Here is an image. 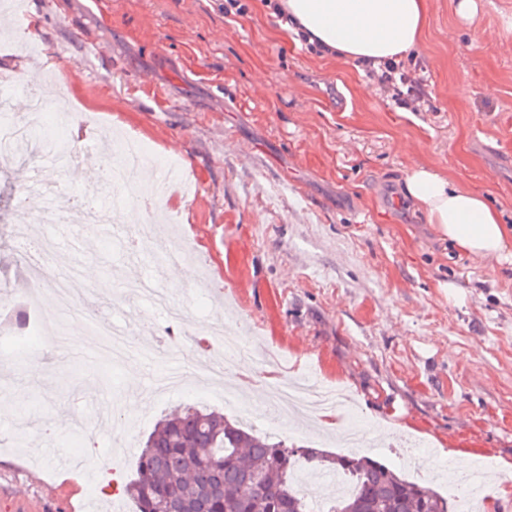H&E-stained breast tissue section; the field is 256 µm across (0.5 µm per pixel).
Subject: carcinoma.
I'll use <instances>...</instances> for the list:
<instances>
[{
    "instance_id": "1",
    "label": "carcinoma",
    "mask_w": 512,
    "mask_h": 512,
    "mask_svg": "<svg viewBox=\"0 0 512 512\" xmlns=\"http://www.w3.org/2000/svg\"><path fill=\"white\" fill-rule=\"evenodd\" d=\"M299 460L350 479L347 495L328 499L330 512H448L434 488L372 457L289 448L218 411L190 408L156 423L123 494L137 512H160L165 491L190 512H312L292 478Z\"/></svg>"
}]
</instances>
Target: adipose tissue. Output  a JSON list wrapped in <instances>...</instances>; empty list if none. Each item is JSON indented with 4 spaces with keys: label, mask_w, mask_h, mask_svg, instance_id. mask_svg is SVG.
<instances>
[{
    "label": "adipose tissue",
    "mask_w": 512,
    "mask_h": 512,
    "mask_svg": "<svg viewBox=\"0 0 512 512\" xmlns=\"http://www.w3.org/2000/svg\"><path fill=\"white\" fill-rule=\"evenodd\" d=\"M294 32L330 48L348 62L399 58L425 39L428 0H280ZM404 193L428 223L462 255L512 259V226L479 191L417 164L404 178Z\"/></svg>",
    "instance_id": "obj_1"
}]
</instances>
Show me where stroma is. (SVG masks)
<instances>
[{
  "instance_id": "obj_1",
  "label": "stroma",
  "mask_w": 512,
  "mask_h": 512,
  "mask_svg": "<svg viewBox=\"0 0 512 512\" xmlns=\"http://www.w3.org/2000/svg\"><path fill=\"white\" fill-rule=\"evenodd\" d=\"M22 2L41 34L7 32L8 111L26 117L39 83L75 131L51 209L100 189L113 155L88 134L137 137L182 169L159 202L162 231L208 281L172 278L155 245L126 247V196L100 189L111 223H50L16 210L18 193H36L0 163V300L26 297L39 269L23 254L46 235L55 271L87 289L72 308L43 300L56 336L37 362L0 361V512H85L91 489L136 512L99 469L134 478L157 420L188 406L345 452L343 414L307 428L253 410L250 394L305 374L352 396L361 454L432 484L448 512L458 503L441 472L512 465V265L456 253L403 192L420 163L512 225V0H481L469 23L453 0H429L411 55L431 105L416 110L362 64L309 52L262 0L244 16L224 0ZM94 43L107 55L92 57ZM219 324L246 329L260 354L230 377L245 394L235 408L197 387L199 341Z\"/></svg>"
}]
</instances>
